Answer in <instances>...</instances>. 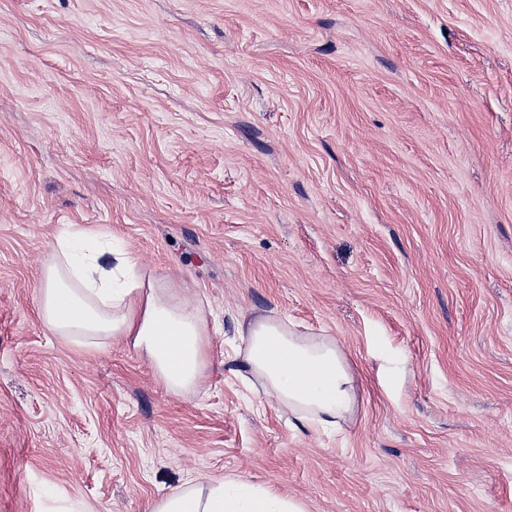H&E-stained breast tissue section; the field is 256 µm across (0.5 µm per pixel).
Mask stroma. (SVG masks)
I'll list each match as a JSON object with an SVG mask.
<instances>
[{"mask_svg": "<svg viewBox=\"0 0 512 512\" xmlns=\"http://www.w3.org/2000/svg\"><path fill=\"white\" fill-rule=\"evenodd\" d=\"M63 224L205 301L199 389L45 331ZM271 312L343 344L341 432L230 373ZM225 474L308 512H512V0H0V512Z\"/></svg>", "mask_w": 512, "mask_h": 512, "instance_id": "obj_1", "label": "stroma"}]
</instances>
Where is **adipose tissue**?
Returning a JSON list of instances; mask_svg holds the SVG:
<instances>
[{"label": "adipose tissue", "mask_w": 512, "mask_h": 512, "mask_svg": "<svg viewBox=\"0 0 512 512\" xmlns=\"http://www.w3.org/2000/svg\"><path fill=\"white\" fill-rule=\"evenodd\" d=\"M41 269L38 317L54 336L92 349L123 340L144 355L168 390L199 387L213 332L188 290L142 266L137 254L86 224H64L49 242ZM236 376L256 379L263 394L287 409L296 427L342 430L357 403L355 377L342 345L296 330L269 313L239 322ZM154 512H307L295 497L236 475L202 477L157 502Z\"/></svg>", "instance_id": "adipose-tissue-1"}]
</instances>
